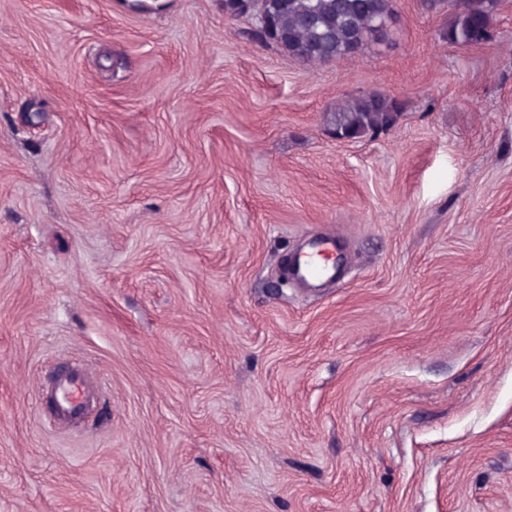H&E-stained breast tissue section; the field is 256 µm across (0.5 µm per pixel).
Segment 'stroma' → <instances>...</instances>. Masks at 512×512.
I'll return each mask as SVG.
<instances>
[{"label":"stroma","mask_w":512,"mask_h":512,"mask_svg":"<svg viewBox=\"0 0 512 512\" xmlns=\"http://www.w3.org/2000/svg\"><path fill=\"white\" fill-rule=\"evenodd\" d=\"M447 24L308 66L224 0H0V512H512V0ZM460 5L448 3L450 11L448 27L443 38L448 43L475 47L492 40L491 21L497 10L498 0H453ZM401 116V102L383 93H365L336 104L325 115L327 131L340 139L356 140L391 130ZM335 254L334 237L316 238L300 253L293 273L306 288H320L325 281L335 275ZM90 380L76 364H66L50 379L48 394L53 389L56 419L60 422L82 415L88 408Z\"/></svg>","instance_id":"1"}]
</instances>
